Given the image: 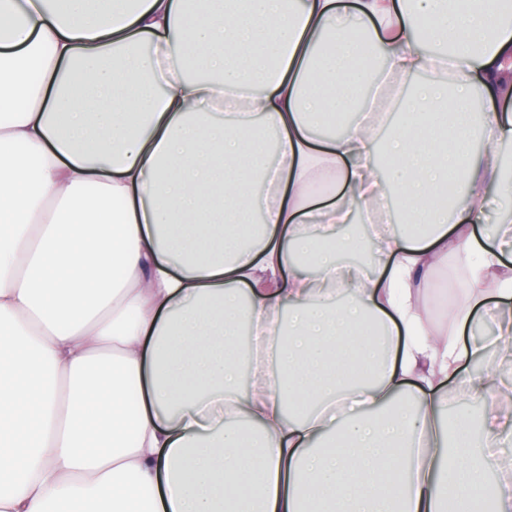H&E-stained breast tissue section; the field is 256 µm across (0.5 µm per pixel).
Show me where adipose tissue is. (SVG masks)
<instances>
[{
    "label": "adipose tissue",
    "instance_id": "1",
    "mask_svg": "<svg viewBox=\"0 0 512 512\" xmlns=\"http://www.w3.org/2000/svg\"><path fill=\"white\" fill-rule=\"evenodd\" d=\"M511 7L0 0V512H512Z\"/></svg>",
    "mask_w": 512,
    "mask_h": 512
}]
</instances>
